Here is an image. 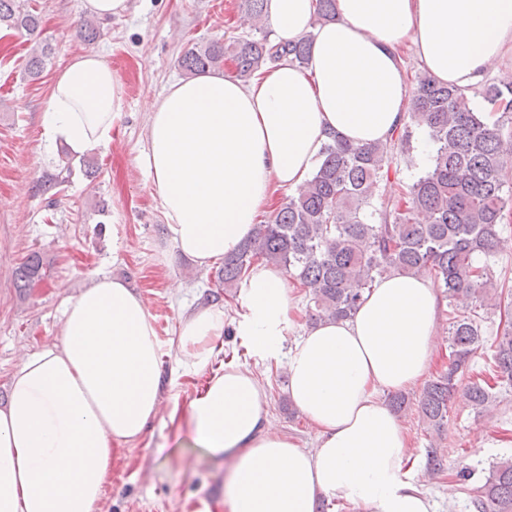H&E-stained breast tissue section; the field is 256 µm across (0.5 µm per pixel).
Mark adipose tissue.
I'll return each instance as SVG.
<instances>
[{
  "mask_svg": "<svg viewBox=\"0 0 512 512\" xmlns=\"http://www.w3.org/2000/svg\"><path fill=\"white\" fill-rule=\"evenodd\" d=\"M280 40L313 32L307 69L283 61L243 84L215 72L181 80L150 110V171L175 248L209 266L253 234L275 189L308 179L335 134L388 141L408 85L411 42L437 82L467 87L512 59V0H336V19L310 23L315 0H267ZM121 87L101 56L72 58L41 115L49 142L73 153L107 145ZM440 296L427 279L393 274L349 320L317 324L288 343L298 308L280 267L250 268L235 331L262 360L286 356L288 394L316 427L306 451L268 418L267 389L228 366L193 397L194 444L233 463L228 512H313L338 499L354 512H436L405 465L406 438L383 393L425 375ZM224 309L183 315L184 371L208 366ZM160 343L142 297L103 275L65 302L59 343L27 355L0 408V512H102L112 448L140 439L161 402Z\"/></svg>",
  "mask_w": 512,
  "mask_h": 512,
  "instance_id": "adipose-tissue-1",
  "label": "adipose tissue"
}]
</instances>
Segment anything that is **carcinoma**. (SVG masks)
<instances>
[{
	"label": "carcinoma",
	"mask_w": 512,
	"mask_h": 512,
	"mask_svg": "<svg viewBox=\"0 0 512 512\" xmlns=\"http://www.w3.org/2000/svg\"><path fill=\"white\" fill-rule=\"evenodd\" d=\"M336 19V0H316L314 23ZM41 16L28 0H0V30L35 33ZM313 35L281 42L263 34L195 43L178 63L188 75L227 68L230 77L251 79L261 69L286 59L309 64ZM51 54L49 43H36L27 61L37 79ZM476 94L500 114L494 122L471 105L467 90L440 84L424 74L411 91L407 121L385 144L353 145L336 136L324 144L311 177L286 196L271 217L219 271L225 294L242 283L251 265L263 260L284 268L304 288L309 323L354 316L366 290L382 277L399 273L427 275L448 299V369L426 381L418 400L396 393L390 406L402 412L416 406L428 437L427 469L445 471L447 450L435 437L448 426V404L458 378L484 348L483 315L506 318L502 336L488 357L493 383L470 382L469 399L481 412L502 389H512V304L494 280L493 265L502 248L501 226L512 217V163L504 122L512 124V77L484 83ZM425 130L434 147L431 165L410 183L389 173L394 150L411 149L412 129ZM45 275L37 256L15 272L27 288ZM475 512H512V457L492 463L484 482L473 489Z\"/></svg>",
	"instance_id": "carcinoma-1"
}]
</instances>
